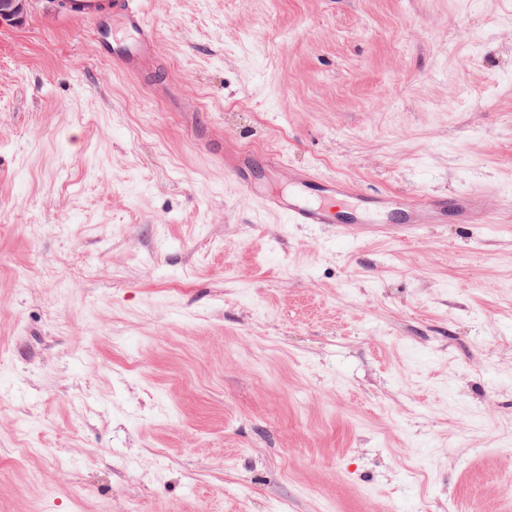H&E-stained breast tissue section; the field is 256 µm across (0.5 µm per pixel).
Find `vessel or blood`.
<instances>
[{
	"label": "vessel or blood",
	"mask_w": 512,
	"mask_h": 512,
	"mask_svg": "<svg viewBox=\"0 0 512 512\" xmlns=\"http://www.w3.org/2000/svg\"><path fill=\"white\" fill-rule=\"evenodd\" d=\"M62 11L93 23L92 35L102 57L135 76L149 75L153 35L144 0H64ZM281 165L274 153L258 158L248 151L224 155V171L239 191L259 197L267 210L286 216L292 224H492L497 220L478 190L422 193L398 206L393 195L367 192L341 177L309 170L292 172L289 197L260 194L263 170Z\"/></svg>",
	"instance_id": "obj_1"
}]
</instances>
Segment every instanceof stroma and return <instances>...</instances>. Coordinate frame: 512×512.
Returning <instances> with one entry per match:
<instances>
[{"instance_id": "obj_1", "label": "stroma", "mask_w": 512, "mask_h": 512, "mask_svg": "<svg viewBox=\"0 0 512 512\" xmlns=\"http://www.w3.org/2000/svg\"><path fill=\"white\" fill-rule=\"evenodd\" d=\"M155 77L0 23V512H512V0H149ZM496 224H290L224 153Z\"/></svg>"}]
</instances>
